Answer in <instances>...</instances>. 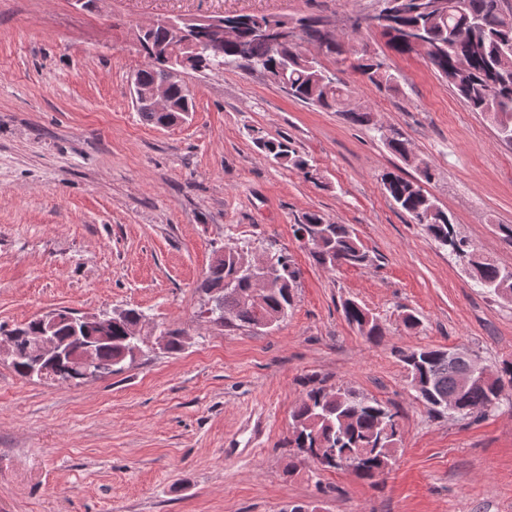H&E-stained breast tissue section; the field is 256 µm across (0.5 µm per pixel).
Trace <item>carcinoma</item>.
I'll return each instance as SVG.
<instances>
[{
  "instance_id": "obj_1",
  "label": "carcinoma",
  "mask_w": 512,
  "mask_h": 512,
  "mask_svg": "<svg viewBox=\"0 0 512 512\" xmlns=\"http://www.w3.org/2000/svg\"><path fill=\"white\" fill-rule=\"evenodd\" d=\"M380 10H389L387 30L390 47L399 54L420 52L431 67L452 86L458 97L473 112L486 114L494 123L502 140L512 144V7L505 0H459L456 9L441 10L437 0H380ZM328 16H277L228 14L222 16L224 26L232 29L237 38L250 45V56H237L236 45L222 46L210 42L208 33L194 34L197 50L188 59V68L199 71L222 72L228 69L250 68L264 73L278 87L288 85L287 95L294 101L314 106L325 112H336L353 126L372 127V110L353 107L345 81L333 84L322 80L320 71L311 68L298 45L274 48L254 38L258 26H279L296 23L302 27L305 41L325 45L324 55L345 62L339 42L352 39L342 33L336 41L325 36ZM421 32L427 47L418 50L407 39L413 31ZM171 44L169 30L159 24L149 27L139 52L145 58L143 68L133 74L143 88L169 84L167 111L154 112L140 107L141 118L155 127L166 128L184 123L194 112L193 94L184 91L170 80L165 53ZM350 67L369 82L387 91L398 93L401 83L390 68L382 67L353 53ZM387 147L403 159L410 156L407 139L395 128H376ZM247 135L271 162L288 168L303 179L323 184L324 175L311 163L308 155L297 149L290 139L269 138L262 131L248 129ZM418 176L407 177L397 172L383 176V187L397 209L459 260L477 257L470 277L475 285L499 296L498 290L512 293V268L499 265L480 253L475 246L454 230L448 213L428 195L422 184L436 178L435 168L426 163L417 167ZM295 236L308 234V256L317 266L336 271L343 267L362 268L372 263V256L355 229L348 224L326 221L316 212L304 213L294 225ZM276 270L273 287L260 295L255 303L249 299L254 289L248 270L252 258L242 249L222 246L214 250V258L197 289L211 308L201 314L214 320L224 316L223 327H257L261 318L275 325L284 321L294 305V288L301 272L293 260L283 253L271 256ZM346 321L370 341L384 335L377 318L362 304L347 299L343 303ZM143 312L125 310V316L112 324V339L95 344L97 358L109 375L123 372L125 361L134 357L141 343L131 335V328ZM165 351L176 354L183 350L185 332L179 328L165 331ZM27 341L16 340L15 356L10 365L14 372L28 378ZM447 349L420 347L399 352L400 362L407 372L409 384L417 399L429 412L469 416L486 415L498 409L504 389L512 388V361L503 362L490 370L481 382L460 393L457 377L461 366L448 360ZM400 434L398 413L377 398L351 388L315 387L310 389L292 412V427L288 447L304 449V456L320 459L324 470H341L342 462L363 456L353 475L365 481H375L391 466Z\"/></svg>"
}]
</instances>
